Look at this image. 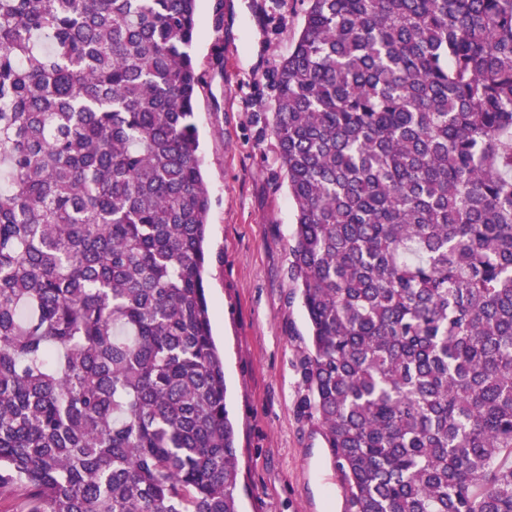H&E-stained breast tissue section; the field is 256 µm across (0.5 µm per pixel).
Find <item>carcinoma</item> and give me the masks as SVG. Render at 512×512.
I'll return each instance as SVG.
<instances>
[{
    "mask_svg": "<svg viewBox=\"0 0 512 512\" xmlns=\"http://www.w3.org/2000/svg\"><path fill=\"white\" fill-rule=\"evenodd\" d=\"M198 0H0V491L239 512ZM271 134L347 512H512V0H307Z\"/></svg>",
    "mask_w": 512,
    "mask_h": 512,
    "instance_id": "obj_1",
    "label": "carcinoma"
}]
</instances>
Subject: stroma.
<instances>
[{
  "label": "stroma",
  "mask_w": 512,
  "mask_h": 512,
  "mask_svg": "<svg viewBox=\"0 0 512 512\" xmlns=\"http://www.w3.org/2000/svg\"><path fill=\"white\" fill-rule=\"evenodd\" d=\"M199 0L193 56L211 196L204 287L224 356L241 512H346L319 423L300 405L309 325L291 277L296 211L270 125L272 77L302 0Z\"/></svg>",
  "instance_id": "1"
}]
</instances>
